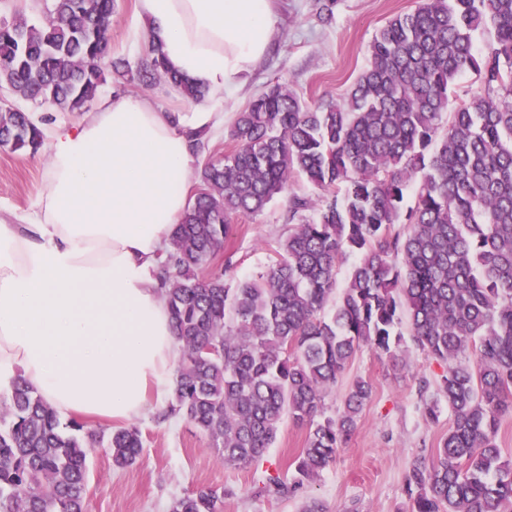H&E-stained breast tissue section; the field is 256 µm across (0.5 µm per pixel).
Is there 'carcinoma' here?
I'll return each instance as SVG.
<instances>
[{"instance_id": "1", "label": "carcinoma", "mask_w": 512, "mask_h": 512, "mask_svg": "<svg viewBox=\"0 0 512 512\" xmlns=\"http://www.w3.org/2000/svg\"><path fill=\"white\" fill-rule=\"evenodd\" d=\"M115 8L53 0L43 23L1 19L0 86L70 113L86 111L109 75L144 87L163 79L204 99L153 44L135 66L112 57ZM482 27L492 40L479 53ZM469 71L478 87L460 96ZM227 135L233 149L201 168L200 191L153 270L181 343L155 422L185 419L236 467L260 461L284 420L306 426L293 482L267 477L268 490L293 493L335 460L372 386L355 380L336 417L325 415L328 393L360 346L397 358L405 319L444 367L423 413L436 419L442 398L453 415L431 457L413 464L407 512H512V458L496 442L512 409V0H418L379 30L344 99L308 105L277 83ZM43 139L25 113L0 105V146L35 151ZM297 177L313 193L289 199L269 263L241 279L228 257L224 275L203 276L233 217L262 214ZM97 447L129 468L141 430L63 423L17 380L0 399V512H87ZM221 504L200 489L169 512Z\"/></svg>"}]
</instances>
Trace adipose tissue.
Returning <instances> with one entry per match:
<instances>
[{"mask_svg": "<svg viewBox=\"0 0 512 512\" xmlns=\"http://www.w3.org/2000/svg\"><path fill=\"white\" fill-rule=\"evenodd\" d=\"M168 67L232 97L268 52L272 0H139ZM210 106L166 112L141 95L51 135L42 191L0 224V396L24 379L60 416L131 422L172 393L179 344L152 270L188 207Z\"/></svg>", "mask_w": 512, "mask_h": 512, "instance_id": "obj_1", "label": "adipose tissue"}]
</instances>
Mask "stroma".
<instances>
[{
  "instance_id": "stroma-1",
  "label": "stroma",
  "mask_w": 512,
  "mask_h": 512,
  "mask_svg": "<svg viewBox=\"0 0 512 512\" xmlns=\"http://www.w3.org/2000/svg\"><path fill=\"white\" fill-rule=\"evenodd\" d=\"M417 0H275L276 23L270 52L240 81L230 100H215L225 122H232L256 96L275 82L288 83L306 103L341 98L367 63L371 42L381 27L409 11ZM112 54L137 63L149 49L147 26L138 0H117L110 29ZM47 147L37 152L0 147V221L23 223L42 189ZM288 199L273 201L255 218L232 220L229 244L236 274L258 272L270 257V244L282 233ZM441 367L405 343L399 359L361 347L327 398L330 410L343 407L348 384L368 380L373 393L335 461L292 495L266 489V477L291 483L306 427L283 422L263 461L249 468L224 465L185 420L159 424L138 419L143 434L139 462L116 469L107 449L90 458L88 512H169L171 501L200 489L222 492L221 512H302L310 500L328 512H406V484L417 459L430 457L447 434L451 413L439 401V419L427 421L422 401L435 395Z\"/></svg>"
}]
</instances>
